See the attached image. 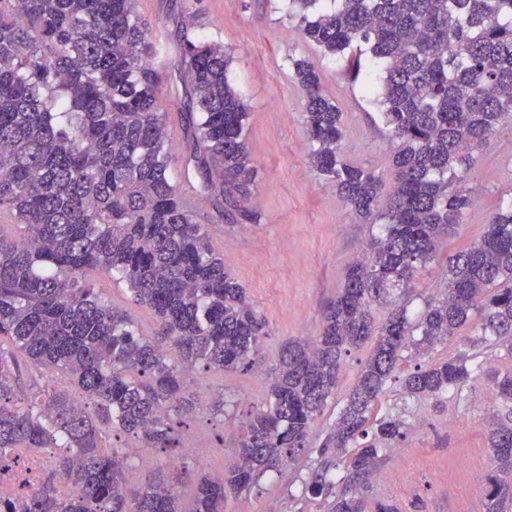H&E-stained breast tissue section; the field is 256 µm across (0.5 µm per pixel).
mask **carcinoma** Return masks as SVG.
Instances as JSON below:
<instances>
[{
    "label": "carcinoma",
    "mask_w": 512,
    "mask_h": 512,
    "mask_svg": "<svg viewBox=\"0 0 512 512\" xmlns=\"http://www.w3.org/2000/svg\"><path fill=\"white\" fill-rule=\"evenodd\" d=\"M289 0L305 39L347 58L386 62L378 89L394 142L395 183L384 191L372 168L340 153L342 112L305 60L294 77L306 95L312 170L336 185L359 218L382 224L312 341L279 355L270 402L243 421L234 459L218 477H197L192 512H224V501L266 473L297 463L312 425L336 393L350 348L376 337L320 456L345 465L329 512H363L360 487L402 437L400 416H378L380 397L403 353L419 355L458 336H493L512 356V198L501 201L483 235L448 256V288L410 320L397 304L376 326L371 304L411 288L452 237L472 202V151L512 127V0ZM185 136L190 161L216 200L251 221L254 174L247 147L248 105L229 83L224 45L184 30ZM135 0H0V210L24 234L0 235V336L29 362L62 376L96 407L67 390L16 401L13 356L0 351V473L18 448H57L56 468L39 487H0V512H184L166 475L143 488L122 482L126 452L104 451L119 431L145 448H179L177 425L191 407L177 350L191 366L236 371L252 365L265 321L226 270L224 256L182 202L169 174L166 115L157 105L164 56ZM101 271L155 314V335L105 303L86 278ZM419 339H414V336ZM485 375L507 403L489 431L496 468L484 512H512L501 494L512 482V375L468 365L465 355L419 365L405 392L438 398ZM330 467L305 484L332 489ZM67 493L57 489L59 477Z\"/></svg>",
    "instance_id": "1"
}]
</instances>
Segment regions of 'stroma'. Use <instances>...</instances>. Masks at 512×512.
I'll use <instances>...</instances> for the list:
<instances>
[{"label": "stroma", "instance_id": "stroma-1", "mask_svg": "<svg viewBox=\"0 0 512 512\" xmlns=\"http://www.w3.org/2000/svg\"><path fill=\"white\" fill-rule=\"evenodd\" d=\"M135 8L149 36L166 46V64L158 103L166 114L173 145L170 176L183 194L196 198L193 211L215 252L227 255V269L244 288L263 317L266 328L261 349L251 368L238 371L188 373V394L200 407L187 417L183 442L209 453L208 473L221 475L236 451V433L246 415L266 407L270 370L290 342L318 336L322 313L342 289L348 267L362 255L379 227L355 215L336 187L319 178L309 165L312 144L306 125V98L293 77L292 63L303 59L320 74L324 94L343 113L341 151L347 161L374 168L385 187H392V144L381 109L367 88L381 74V61L363 56L359 77L349 76L341 57L325 54L308 42L288 0H136ZM188 26L223 43L232 62L228 77L249 107L248 146L256 168L251 187L257 221L236 211L219 210L198 176H185L187 152L183 131L185 69L180 59V28ZM468 185L473 206L457 227L449 247L419 271L412 290L402 299L410 314L422 310L425 299L438 296L447 283L445 259L449 249L478 239L501 200L512 197V129L501 128L473 152ZM97 293L110 306L129 312L140 331L154 335L156 317L137 304L127 288L104 273L88 274ZM371 343L353 348L344 357L338 388L316 419L310 447L294 467L264 475L258 485L228 498L224 512H326L323 497L304 485L317 466L319 448L331 431ZM473 355L475 363L500 376L512 374V357L505 348L473 350L461 341L441 343L417 358L406 354L385 385L382 413L400 416L404 435L385 452L361 490L364 512L389 504L397 512H483L482 500L491 459L486 431L501 401L488 397L486 378L470 382L461 392L440 398L406 395L405 377L419 363ZM223 400V411L211 404ZM189 468L180 496L191 508L196 459L181 451L146 449L144 457L128 458L127 485L138 487L162 473Z\"/></svg>", "mask_w": 512, "mask_h": 512}]
</instances>
